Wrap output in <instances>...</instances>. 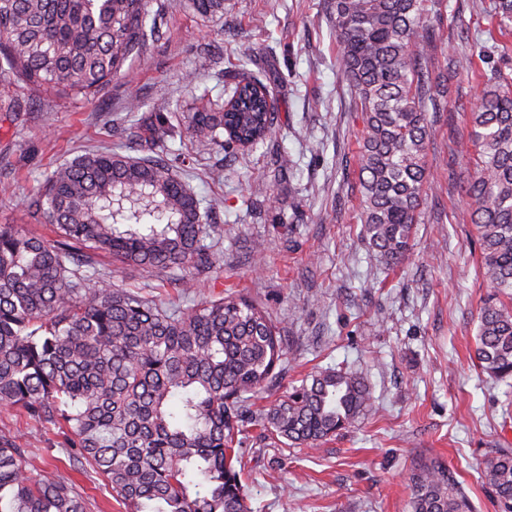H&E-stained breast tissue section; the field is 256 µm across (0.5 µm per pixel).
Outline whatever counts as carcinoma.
I'll return each instance as SVG.
<instances>
[{"label": "carcinoma", "mask_w": 512, "mask_h": 512, "mask_svg": "<svg viewBox=\"0 0 512 512\" xmlns=\"http://www.w3.org/2000/svg\"><path fill=\"white\" fill-rule=\"evenodd\" d=\"M149 0H0V80L29 91L88 100L158 35ZM205 18L224 0H189ZM336 66L360 103L362 237L388 265L415 236L427 177L429 113L471 57L448 47V73L428 60L427 0H325ZM512 27V0H494ZM486 65L479 105L467 114L475 150L464 185L466 222L481 242L492 295L480 309L477 367L512 378V81ZM227 112L195 113L189 138L248 148L274 128V100L258 73L233 76ZM204 202L162 159L119 149L57 167L31 203L56 240L0 224V406L16 407L74 438L76 461L101 475L128 512H250L234 448L246 404L276 383L286 337L259 304L240 295L203 298L184 312L117 288L99 256L150 275L213 265L222 230ZM371 406L366 375L327 368L260 414V438L315 449ZM482 476L512 512V451L488 457ZM410 512H472L441 462L410 474ZM0 512H88L67 477L35 479L25 449L0 435Z\"/></svg>", "instance_id": "cac0c4a2"}]
</instances>
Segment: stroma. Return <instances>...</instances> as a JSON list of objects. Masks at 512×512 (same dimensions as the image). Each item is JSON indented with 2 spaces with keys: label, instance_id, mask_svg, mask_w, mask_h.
Here are the masks:
<instances>
[{
  "label": "stroma",
  "instance_id": "35a3bbf8",
  "mask_svg": "<svg viewBox=\"0 0 512 512\" xmlns=\"http://www.w3.org/2000/svg\"><path fill=\"white\" fill-rule=\"evenodd\" d=\"M437 51L480 56L492 50L512 75V37L500 36L492 0H429ZM160 37L89 100L30 95L0 85V224L32 236L49 233L31 200L55 167L92 151L165 160L198 196L218 199L209 216L224 234L214 267L197 292H181L183 270L148 275L101 258L119 287L140 288L168 307L239 293L264 306L288 340L283 376L254 399L240 422L239 453L251 512H409V476L435 459L463 485L475 512H499L481 479L485 459L512 450V379L482 374L473 359L479 309L489 288L479 269L474 227L463 220V186L474 167L466 119L479 86L462 78L434 115L428 145L430 187L412 249L395 266L361 237L357 141L363 116L336 67V33L324 0H224L205 18L168 4ZM265 74L276 98L272 135L224 151L188 139L202 102H225L241 57ZM137 91V115L128 112ZM168 116L159 144L147 142L136 116ZM287 156L290 168L277 164ZM263 241V255L252 251ZM364 370L373 410L319 449L260 440L255 419L310 372ZM27 450L33 477L64 471L88 512H126L92 468L72 457L64 434L25 412L0 407V434Z\"/></svg>",
  "mask_w": 512,
  "mask_h": 512
}]
</instances>
